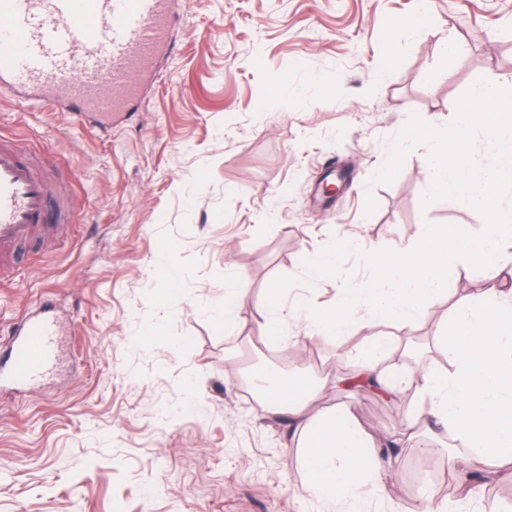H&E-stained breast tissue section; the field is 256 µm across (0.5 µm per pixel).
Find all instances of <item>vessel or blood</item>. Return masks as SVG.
Wrapping results in <instances>:
<instances>
[{
	"mask_svg": "<svg viewBox=\"0 0 512 512\" xmlns=\"http://www.w3.org/2000/svg\"><path fill=\"white\" fill-rule=\"evenodd\" d=\"M174 0H0V86L56 112L89 113L100 127L125 111L149 64L173 55ZM54 208L50 180L28 153L0 139V260L32 242ZM6 374L18 388L34 385L57 359L54 324L35 315L13 332Z\"/></svg>",
	"mask_w": 512,
	"mask_h": 512,
	"instance_id": "1",
	"label": "vessel or blood"
}]
</instances>
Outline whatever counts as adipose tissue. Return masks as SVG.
Returning <instances> with one entry per match:
<instances>
[{
    "label": "adipose tissue",
    "instance_id": "adipose-tissue-1",
    "mask_svg": "<svg viewBox=\"0 0 512 512\" xmlns=\"http://www.w3.org/2000/svg\"><path fill=\"white\" fill-rule=\"evenodd\" d=\"M489 296L485 306L456 307L451 335L438 340L453 355L454 369H428L416 379L420 414L453 431L484 466L512 461V326L507 323L512 289L494 288ZM395 342L381 334L366 337L360 366L341 378V385L360 381L377 386L379 394H391L390 375L379 359ZM318 390L310 384L291 396L278 387L266 391L265 406L272 414L287 416L289 431L304 441L306 490L341 512H366L373 500L388 499L382 475L391 462L347 413H306Z\"/></svg>",
    "mask_w": 512,
    "mask_h": 512
}]
</instances>
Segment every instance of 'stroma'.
<instances>
[{
    "label": "stroma",
    "instance_id": "stroma-1",
    "mask_svg": "<svg viewBox=\"0 0 512 512\" xmlns=\"http://www.w3.org/2000/svg\"><path fill=\"white\" fill-rule=\"evenodd\" d=\"M171 37L176 54L108 133L0 87V133L50 163L73 210L0 272V368L34 304L52 307L60 347L35 388L0 384V512H325L304 490L302 441L241 381L286 351L264 338L270 285L294 279L281 307L300 336L295 298L337 306L345 283L370 281L369 250L429 224L485 230L476 208L423 205L422 147L392 183L372 177L411 117L445 126L479 80L512 83V0H177ZM337 167L347 186L329 200L317 184ZM339 240L335 275L311 278V256ZM240 273L249 295L228 325L224 282ZM491 284L451 266L389 371L437 367L455 306L482 305ZM341 342L304 345L279 376L320 385L310 413L347 412L391 456L390 498L371 512L462 490L466 447L431 422L407 434L415 385L343 388ZM483 473L469 512H512V463Z\"/></svg>",
    "mask_w": 512,
    "mask_h": 512
}]
</instances>
